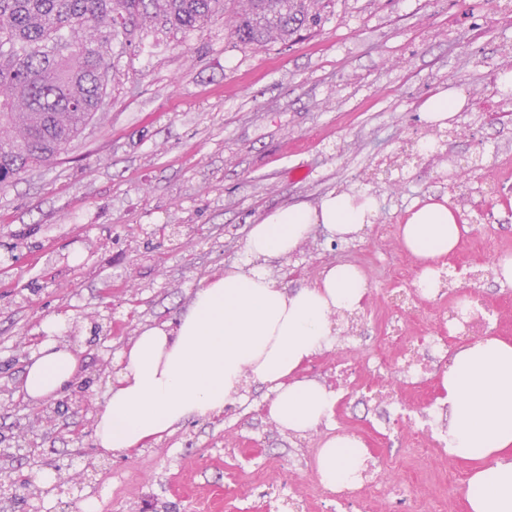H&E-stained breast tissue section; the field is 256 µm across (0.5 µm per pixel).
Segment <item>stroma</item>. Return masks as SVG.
<instances>
[{
	"mask_svg": "<svg viewBox=\"0 0 512 512\" xmlns=\"http://www.w3.org/2000/svg\"><path fill=\"white\" fill-rule=\"evenodd\" d=\"M506 67L512 0H326L321 26L287 46L231 44L221 18L195 30L146 22L113 42L94 119L54 164L0 191V434L27 430L61 462H80L93 446L90 414L69 407L51 430L33 421L17 395L21 338L44 334L51 319L95 312L114 323L107 338L86 350L84 329L71 345L90 368L118 362L143 327L175 321L204 278L244 264L251 225L333 192L372 195L373 224L336 243L316 232L266 266L294 288L357 258L372 294L367 306L334 317L335 344L303 376L336 387L337 359L377 350L387 270L410 257L400 227L428 195L458 205V252L472 277L453 274L443 299L421 300L420 318L404 330L446 332L450 303L472 296L502 318L494 335L512 341V285L493 270L512 257V187L486 189L491 168L512 159V90L491 84ZM445 90L473 109L439 134L438 155L417 154L429 136L424 103ZM380 224L389 236H379ZM268 394L249 382L219 417L189 420L129 454L101 455L75 497L90 499L109 474L121 483L112 512L156 498L196 512L217 489L221 512H336L334 499L313 491L304 462L341 424L363 444L378 442L368 476L419 474L404 512H430L437 500L442 512H468L452 478H470L476 461L436 449L413 456L406 432L388 429L366 392L338 390L342 406L304 434L273 422ZM258 469L269 483L252 484Z\"/></svg>",
	"mask_w": 512,
	"mask_h": 512,
	"instance_id": "obj_1",
	"label": "stroma"
}]
</instances>
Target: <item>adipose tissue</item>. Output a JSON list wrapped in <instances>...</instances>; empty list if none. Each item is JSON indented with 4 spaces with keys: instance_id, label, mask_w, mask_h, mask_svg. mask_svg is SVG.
<instances>
[{
    "instance_id": "ef3b65f1",
    "label": "adipose tissue",
    "mask_w": 512,
    "mask_h": 512,
    "mask_svg": "<svg viewBox=\"0 0 512 512\" xmlns=\"http://www.w3.org/2000/svg\"><path fill=\"white\" fill-rule=\"evenodd\" d=\"M375 214L371 196L341 192L315 205L279 207L252 225L244 243L250 265L203 280L176 322L144 327L123 352L96 414L97 447L129 453L188 420L222 414L251 379L267 385L269 413L282 429L303 434L327 423L335 391L299 370L332 347L333 315L359 309L368 283L355 266L339 263L290 289L263 261L289 256L319 227L330 239H353ZM461 235L445 199H424L402 225L404 247L422 264L416 285L424 294L437 286L433 261ZM80 373L74 348L49 339L31 353L21 391L38 405L57 399ZM441 386L446 452L480 463L469 479L470 512H512V343L485 336L458 348ZM367 460L360 440L330 436L316 457L317 478L333 492L354 489Z\"/></svg>"
}]
</instances>
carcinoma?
Listing matches in <instances>:
<instances>
[{"instance_id": "obj_1", "label": "carcinoma", "mask_w": 512, "mask_h": 512, "mask_svg": "<svg viewBox=\"0 0 512 512\" xmlns=\"http://www.w3.org/2000/svg\"><path fill=\"white\" fill-rule=\"evenodd\" d=\"M322 0H0V190L68 148L107 95L112 41L156 20L201 28L232 20L233 43H289L317 27ZM18 484L0 467V500L18 509Z\"/></svg>"}]
</instances>
